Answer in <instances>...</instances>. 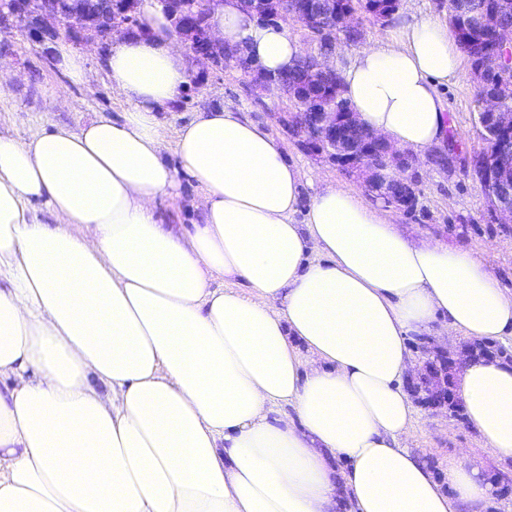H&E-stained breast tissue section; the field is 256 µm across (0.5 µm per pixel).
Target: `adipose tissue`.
Listing matches in <instances>:
<instances>
[{"mask_svg": "<svg viewBox=\"0 0 512 512\" xmlns=\"http://www.w3.org/2000/svg\"><path fill=\"white\" fill-rule=\"evenodd\" d=\"M140 10L142 33L107 57L121 121L0 134V378L14 381L0 389V512H336L345 496L352 512H458L485 499L468 456L446 492L403 444L406 339L440 319L465 339L512 336V294L484 260L412 242L340 185L295 222L302 170L230 109L179 127L171 168L158 110L192 64L158 0ZM212 25L271 74L305 55L238 0ZM345 54L328 63L366 128L421 155L440 144L436 86L463 65L444 22L406 21ZM180 172L201 191L188 228L157 209ZM459 395L512 460V366L466 362Z\"/></svg>", "mask_w": 512, "mask_h": 512, "instance_id": "adipose-tissue-1", "label": "adipose tissue"}]
</instances>
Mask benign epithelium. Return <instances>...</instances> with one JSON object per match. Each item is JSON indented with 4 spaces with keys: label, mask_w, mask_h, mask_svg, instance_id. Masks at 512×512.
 <instances>
[{
    "label": "benign epithelium",
    "mask_w": 512,
    "mask_h": 512,
    "mask_svg": "<svg viewBox=\"0 0 512 512\" xmlns=\"http://www.w3.org/2000/svg\"><path fill=\"white\" fill-rule=\"evenodd\" d=\"M140 0H101L96 5L75 10L67 0H0V32L17 25L28 26L37 42L52 41L61 34L72 37L79 45L100 43L107 50L113 34L139 22L137 5ZM172 21V33L185 46L189 57L212 70L232 66L250 77L251 85L260 91L286 93L288 85H274L271 75L264 73L252 61H236L224 54V44L212 33L211 19L224 0H158ZM247 13L259 19L276 18L303 25L312 40L334 44L340 36L359 29L358 11L344 9L331 13L333 24L323 23L321 12L310 0H240ZM504 5L489 11L481 10L470 16L467 23L485 34L484 47L474 54L473 81L481 83L490 73L512 71V23L504 22ZM305 81L311 91L307 122L298 125L295 113L279 116L283 126L300 138L302 146L325 155L348 175L361 181L376 200L400 209L410 210L415 200L394 190L396 186L416 187V155L398 151L384 137L362 127L358 113L338 112L336 105L323 95L321 80L335 70L327 68L318 55L305 56ZM512 94V85L502 83L493 93L479 98L477 121L485 143L495 145V151L512 156V112L501 108L503 99ZM493 151V152H495ZM493 152L484 150L473 161V172L491 211L501 224H512V163L500 161Z\"/></svg>",
    "instance_id": "benign-epithelium-1"
}]
</instances>
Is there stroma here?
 <instances>
[{
	"label": "stroma",
	"instance_id": "35a3bbf8",
	"mask_svg": "<svg viewBox=\"0 0 512 512\" xmlns=\"http://www.w3.org/2000/svg\"><path fill=\"white\" fill-rule=\"evenodd\" d=\"M52 49V44H37L18 27L0 33V68L20 75L10 94L0 98V132L25 137L60 124L76 129L100 116L121 119L125 106L112 92L96 46L81 48L87 56L88 82L84 85L67 82L56 65L45 63L43 56ZM437 90L445 104L448 125L439 149L450 152L451 165L443 168L431 158H422L414 210L406 213L391 207L387 216L414 242L437 241L486 259L502 288L511 293L512 226L498 223L492 215L469 167L471 159L485 147L475 123L470 64H463L456 78L438 85ZM60 91L65 94L64 103L50 106V99ZM217 105L244 112L280 140L289 163L305 174L302 199H309L319 187L331 183L361 190L360 182L326 157L304 149L298 137L280 124V114L291 106L287 94L259 93L241 71L208 72L201 77L199 87H187L176 102L163 107L162 114L167 126L172 127ZM199 196L195 182L180 175L175 187L159 197L157 208L165 223L190 224L197 218L194 205ZM407 346L421 363L439 354L448 358V381L456 383L464 364L466 340L427 334L409 337ZM411 398L414 421L404 444L412 455L444 485L448 482L450 461L467 454L490 486L482 502L462 506L461 512H512V461L499 460L483 445L466 419L461 399H454L450 406L431 409L423 402L421 392H412Z\"/></svg>",
	"mask_w": 512,
	"mask_h": 512
}]
</instances>
